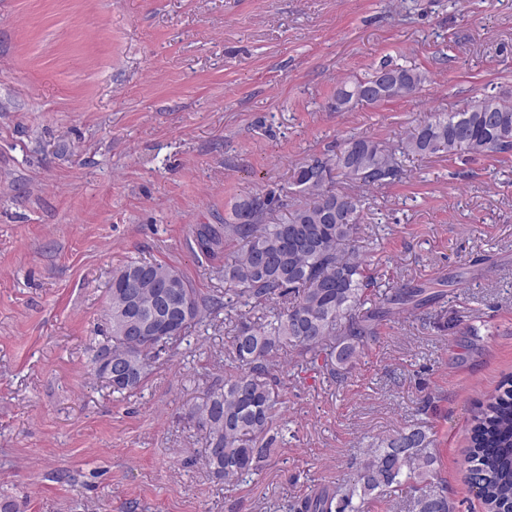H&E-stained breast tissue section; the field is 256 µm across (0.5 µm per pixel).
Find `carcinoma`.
<instances>
[{
	"mask_svg": "<svg viewBox=\"0 0 512 512\" xmlns=\"http://www.w3.org/2000/svg\"><path fill=\"white\" fill-rule=\"evenodd\" d=\"M388 70L393 82L369 99L357 98L363 87L376 83ZM427 81L422 71L384 62L371 76L336 90L343 100L341 111L356 104L378 105L416 94ZM507 155L512 153V104L485 94L461 112H436L411 129L391 148L364 136H350L337 152L325 153L294 169L293 185L301 195L313 198L296 206L282 222L269 221L273 212L288 207L287 200L269 191L243 199L224 220V236L210 224L196 227L200 251L215 253L220 239L243 242L240 252L224 261L228 288L201 298L189 281L173 267L143 260L129 261L112 273V304L131 278L138 279L137 312H154L158 292L167 288L182 294L191 312L190 322L164 316L157 328L167 333L182 328L179 338L202 321L243 303L263 308L276 299L287 305L257 321L244 319L231 339L232 361L237 371L224 385L211 389L194 405L190 419L205 432L202 461L218 480L237 482L259 471L270 442L264 437L272 428L280 404L271 374L273 359L290 344L311 362L323 359V368L343 378L356 364L361 348L374 337L380 317L396 310L417 308L442 293L424 285H396L367 304V289L374 286L371 260L353 244L363 206L358 190L391 184L403 173V160L413 156ZM356 190H338V180ZM112 355L131 356L139 367L124 391L138 388L156 357L152 346L122 335L125 320L107 318ZM503 391L490 396L473 416L467 463L468 481L480 488L487 507L512 504V376ZM427 431L413 426L383 440L366 453L356 477L344 487L288 505V512H360L354 500L385 497L403 488L416 492L412 512H448V490L434 482L435 458L429 451Z\"/></svg>",
	"mask_w": 512,
	"mask_h": 512,
	"instance_id": "1",
	"label": "carcinoma"
}]
</instances>
